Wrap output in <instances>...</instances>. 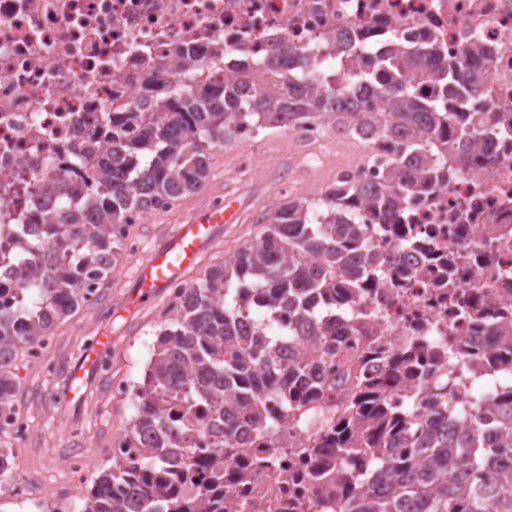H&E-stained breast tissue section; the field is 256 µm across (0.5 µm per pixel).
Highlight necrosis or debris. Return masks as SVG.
Returning <instances> with one entry per match:
<instances>
[{
	"instance_id": "obj_1",
	"label": "necrosis or debris",
	"mask_w": 512,
	"mask_h": 512,
	"mask_svg": "<svg viewBox=\"0 0 512 512\" xmlns=\"http://www.w3.org/2000/svg\"><path fill=\"white\" fill-rule=\"evenodd\" d=\"M333 39L347 68L403 46L451 63L476 47L495 131L451 161L447 187L404 204L405 235L368 225L385 272L360 295L314 400L283 432L225 449L213 512H334L312 454L357 376L382 380L399 409L443 386L454 404L472 398L471 360L451 369L434 351L482 345L475 304L512 323V0H0V224L30 222L46 177L85 178L112 113L155 111L187 71L195 95L222 82L225 46L244 45L255 65L285 44L321 55ZM409 344L424 345L430 377L391 372L388 355Z\"/></svg>"
}]
</instances>
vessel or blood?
<instances>
[{"mask_svg": "<svg viewBox=\"0 0 512 512\" xmlns=\"http://www.w3.org/2000/svg\"><path fill=\"white\" fill-rule=\"evenodd\" d=\"M234 216L235 211L229 203L203 206L190 214L174 236L151 246L123 298V311L136 314L179 280L186 270L194 267L215 228L230 222ZM111 351V336L96 337L75 371L76 378L83 385H90L96 377V363Z\"/></svg>", "mask_w": 512, "mask_h": 512, "instance_id": "b4317fda", "label": "vessel or blood"}]
</instances>
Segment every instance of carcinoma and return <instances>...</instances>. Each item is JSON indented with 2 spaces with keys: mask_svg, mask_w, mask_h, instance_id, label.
<instances>
[{
  "mask_svg": "<svg viewBox=\"0 0 512 512\" xmlns=\"http://www.w3.org/2000/svg\"><path fill=\"white\" fill-rule=\"evenodd\" d=\"M474 56L466 47L448 66L430 50L396 54L338 78L335 58L288 49L258 69L232 65L202 97L177 89L155 112L112 113L111 144L89 178L43 185L37 217L52 233L32 238L16 224L17 249L0 252V265L20 267L17 300L0 306V489L17 467L18 359L40 358L55 327L103 299L130 213L167 209L202 188L215 147L330 119L345 137L386 144L388 155L371 156L381 178L342 179L317 201L279 204L259 235L181 289L143 382L128 386L136 414L124 435L148 447L136 459H108L81 510L210 512L205 504L224 488V448L247 444L253 430L280 432L281 416L266 413L265 401L284 409L310 401L344 337L339 317L382 270L359 210L403 233L398 204L448 185V159L468 156L477 136L468 113L448 111L445 97H422L419 86L440 80L458 103L479 101ZM361 84L388 99L389 111H362ZM280 318L288 337H309L311 357L280 360L283 337L268 331ZM486 319L477 305L475 320L493 338L484 350L492 370L474 368L495 384L478 393L473 419L456 422L461 409L443 401L423 423L410 409L392 411L375 381L359 380L336 438L316 452L319 472L336 469L342 486L336 512H512V327ZM411 362L410 353L391 354L399 374L412 373ZM215 428L222 440L213 447H187L190 433ZM364 457L377 469L364 470Z\"/></svg>",
  "mask_w": 512,
  "mask_h": 512,
  "instance_id": "cac0c4a2",
  "label": "carcinoma"
}]
</instances>
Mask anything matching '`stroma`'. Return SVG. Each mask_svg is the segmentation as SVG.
Here are the masks:
<instances>
[{
	"instance_id": "1",
	"label": "stroma",
	"mask_w": 512,
	"mask_h": 512,
	"mask_svg": "<svg viewBox=\"0 0 512 512\" xmlns=\"http://www.w3.org/2000/svg\"><path fill=\"white\" fill-rule=\"evenodd\" d=\"M302 150V145L293 142L290 129L284 127L269 128L256 138H242L214 148L210 176L201 190L175 207L153 212L147 223L133 225L131 235L136 247L123 250L117 265L119 273L113 276L105 297L106 305L112 308V369L105 375L103 385L94 387L84 405L74 410L59 400L66 386L63 376L41 372L32 362L19 363L29 429L14 443L18 465L15 488L0 492V512H21L20 498L15 494L19 488L41 496L50 506L59 498H67L70 512H80L88 486L70 482L62 465L81 453L86 458V475H98L100 465L111 456L113 437L127 427L135 414L130 401L112 398L111 387L120 380L142 381L157 335L167 319L169 297L165 294L131 319L120 308L133 272L156 240L171 237L194 208L233 196L240 205L238 217L225 225L202 254L199 265L207 267L231 257L254 238L262 228L264 215L279 202L320 192L335 182L337 168L357 166L369 156L363 143H354L351 151L338 155L329 152L326 143H316L310 150L324 155L325 161L310 172L299 164ZM245 155L259 157V174L239 173L238 163ZM100 323L95 310H82L66 319L57 329L47 357L77 358Z\"/></svg>"
}]
</instances>
